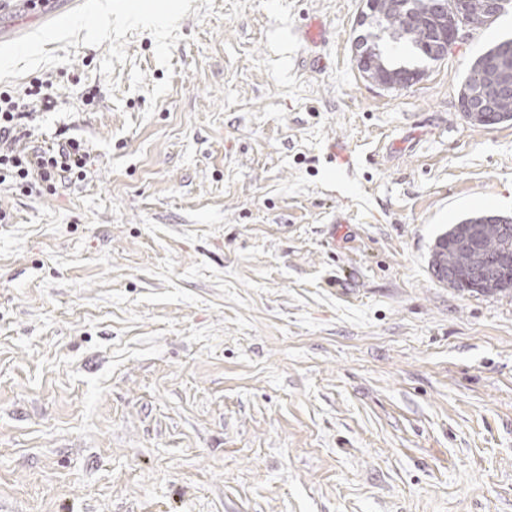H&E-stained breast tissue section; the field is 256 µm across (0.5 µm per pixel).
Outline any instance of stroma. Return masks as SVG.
<instances>
[{"label":"stroma","instance_id":"1","mask_svg":"<svg viewBox=\"0 0 512 512\" xmlns=\"http://www.w3.org/2000/svg\"><path fill=\"white\" fill-rule=\"evenodd\" d=\"M146 3L0 47L55 100L21 147L94 159L0 185V512H512V291L430 267L512 217V122L458 104L512 8L398 90L362 0Z\"/></svg>","mask_w":512,"mask_h":512}]
</instances>
